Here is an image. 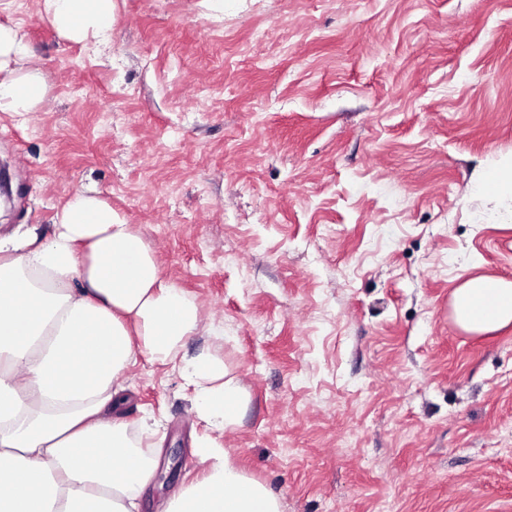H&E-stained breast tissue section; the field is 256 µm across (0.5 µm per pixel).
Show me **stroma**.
<instances>
[{
	"label": "stroma",
	"instance_id": "stroma-1",
	"mask_svg": "<svg viewBox=\"0 0 512 512\" xmlns=\"http://www.w3.org/2000/svg\"><path fill=\"white\" fill-rule=\"evenodd\" d=\"M107 42L0 0L43 101L0 112V234H49L85 190L195 296L187 356L245 395L219 442L283 512H512V326L453 322L512 280V0H113ZM124 417L165 463L143 512L201 479L194 389L137 354ZM483 182L485 186L494 189L498 195L509 197L512 201V160L496 163L485 172ZM452 315L464 331L497 332L512 325V280L473 276L452 295Z\"/></svg>",
	"mask_w": 512,
	"mask_h": 512
}]
</instances>
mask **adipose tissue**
I'll return each mask as SVG.
<instances>
[{"label":"adipose tissue","instance_id":"ef3b65f1","mask_svg":"<svg viewBox=\"0 0 512 512\" xmlns=\"http://www.w3.org/2000/svg\"><path fill=\"white\" fill-rule=\"evenodd\" d=\"M67 40L101 38L112 0H44ZM27 53L0 24V112H26L46 92L39 72L15 75ZM464 331L512 326V280L474 276L452 295ZM202 321L194 297L163 278L154 251L98 196L75 192L50 235L0 236V512H140L155 462L120 417L123 376L136 353L181 361L194 409L211 429L198 444L205 474L164 512H281L276 494L246 477L213 433L237 424L243 390L223 362L183 343Z\"/></svg>","mask_w":512,"mask_h":512}]
</instances>
